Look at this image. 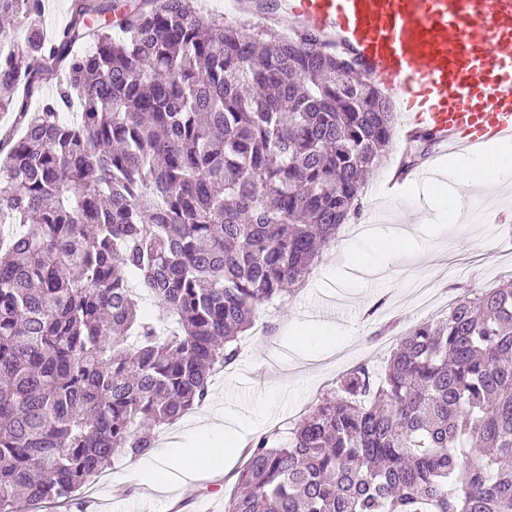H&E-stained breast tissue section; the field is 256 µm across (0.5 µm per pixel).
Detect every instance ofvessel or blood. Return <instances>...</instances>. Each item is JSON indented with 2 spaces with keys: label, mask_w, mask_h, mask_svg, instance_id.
I'll return each instance as SVG.
<instances>
[{
  "label": "vessel or blood",
  "mask_w": 512,
  "mask_h": 512,
  "mask_svg": "<svg viewBox=\"0 0 512 512\" xmlns=\"http://www.w3.org/2000/svg\"><path fill=\"white\" fill-rule=\"evenodd\" d=\"M261 19L313 30L382 81L404 140L512 137V0H274Z\"/></svg>",
  "instance_id": "obj_1"
}]
</instances>
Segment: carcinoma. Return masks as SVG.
<instances>
[{"instance_id":"carcinoma-1","label":"carcinoma","mask_w":512,"mask_h":512,"mask_svg":"<svg viewBox=\"0 0 512 512\" xmlns=\"http://www.w3.org/2000/svg\"><path fill=\"white\" fill-rule=\"evenodd\" d=\"M44 6L0 0L28 59L0 65V111L23 129L0 138V224L17 228L0 239V512L68 505L206 405L239 334L361 216L395 134L378 81L309 29L70 0L50 41ZM61 71L30 110L20 88ZM243 455L224 512H512V280Z\"/></svg>"}]
</instances>
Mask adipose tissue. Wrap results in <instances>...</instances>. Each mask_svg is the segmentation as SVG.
Listing matches in <instances>:
<instances>
[{
  "mask_svg": "<svg viewBox=\"0 0 512 512\" xmlns=\"http://www.w3.org/2000/svg\"><path fill=\"white\" fill-rule=\"evenodd\" d=\"M458 182L495 190L512 181V139H493L479 151L448 162ZM243 426L237 416L208 413L192 422L194 442L157 449L156 460L138 467L136 478L150 487L189 483L201 476L220 474L238 449Z\"/></svg>",
  "mask_w": 512,
  "mask_h": 512,
  "instance_id": "adipose-tissue-1",
  "label": "adipose tissue"
}]
</instances>
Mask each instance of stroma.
<instances>
[{"label": "stroma", "instance_id": "35a3bbf8", "mask_svg": "<svg viewBox=\"0 0 512 512\" xmlns=\"http://www.w3.org/2000/svg\"><path fill=\"white\" fill-rule=\"evenodd\" d=\"M400 149L398 142H391L371 173L364 217L351 221L335 246L324 250L304 287L284 307L266 309L268 331L253 328L242 333L239 360L223 379L211 381L209 411L250 414L261 433L285 429L343 372L361 362L378 365L386 359V351L370 341L372 332L390 324L400 335L421 321L445 317L442 304L425 310L416 307L410 288L415 275L430 277L435 287L452 295L495 288L502 279L512 278V252L488 250L494 240L502 238L506 226L486 220L492 209L512 215V186L488 196L481 188L457 185L444 169H433V180L445 183L472 206L466 223L440 233L435 229L437 215L420 183L393 198L378 191L389 178L391 161ZM451 254L459 256V268L453 276L441 275L438 264ZM313 320L334 323L340 331L335 346L318 354L305 351L289 334L294 324ZM242 462L241 455H234L229 476L202 477L160 493L129 485L125 477L133 464L117 461L107 471V482L83 486L74 493L66 512H85L90 498L95 499L97 512H170V503L177 500L189 502L195 512L209 506L220 510L235 490L231 475Z\"/></svg>", "mask_w": 512, "mask_h": 512}]
</instances>
